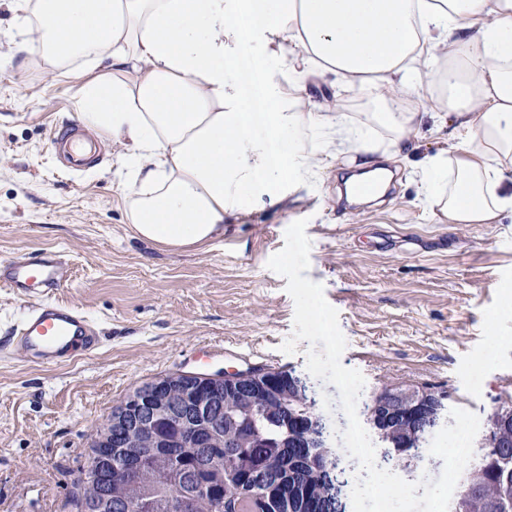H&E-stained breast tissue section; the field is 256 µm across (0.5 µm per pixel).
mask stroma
Instances as JSON below:
<instances>
[{
    "label": "stroma",
    "instance_id": "35a3bbf8",
    "mask_svg": "<svg viewBox=\"0 0 512 512\" xmlns=\"http://www.w3.org/2000/svg\"><path fill=\"white\" fill-rule=\"evenodd\" d=\"M0 11V257L64 251L73 278L52 299L94 322L98 348L58 365L0 357V512H74L72 482L86 467L93 421L156 377L261 366L307 375V342L293 333L287 280L268 259L285 231L306 220L308 277L339 313L341 362L365 377L446 386L449 408L486 418L511 392L512 214L498 224H438L427 209L420 162L443 140L432 122L413 150L394 157L383 203L338 196L353 169L342 161L293 189L279 205L230 220L222 240L171 250L138 238L125 220L117 149L64 172L54 128L78 120L84 69L49 74L36 50L20 54Z\"/></svg>",
    "mask_w": 512,
    "mask_h": 512
}]
</instances>
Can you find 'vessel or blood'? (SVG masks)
<instances>
[{
    "label": "vessel or blood",
    "mask_w": 512,
    "mask_h": 512,
    "mask_svg": "<svg viewBox=\"0 0 512 512\" xmlns=\"http://www.w3.org/2000/svg\"><path fill=\"white\" fill-rule=\"evenodd\" d=\"M51 148L67 158V169L82 170L90 161V149L76 126L55 130ZM72 270L62 251L41 250L0 258V287L29 308L11 331V351L38 365H57L89 354L98 343L93 322L76 307L50 299V292L64 287Z\"/></svg>",
    "instance_id": "1"
}]
</instances>
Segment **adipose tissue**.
<instances>
[{"mask_svg":"<svg viewBox=\"0 0 512 512\" xmlns=\"http://www.w3.org/2000/svg\"><path fill=\"white\" fill-rule=\"evenodd\" d=\"M19 51L50 73L95 70L77 91L85 128L118 146L125 212L139 238L202 247L254 202L280 204L325 160L372 167V125L392 153L424 121L438 224H497L512 211V0H8ZM249 58L270 107L263 137L231 67ZM343 83L381 111L353 123ZM282 146L278 164L269 157Z\"/></svg>","mask_w":512,"mask_h":512,"instance_id":"obj_1","label":"adipose tissue"}]
</instances>
